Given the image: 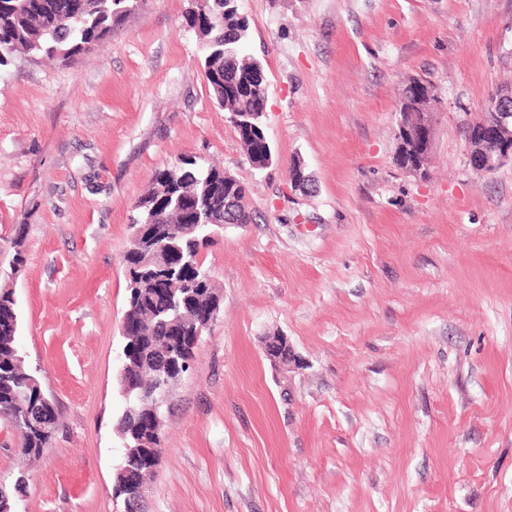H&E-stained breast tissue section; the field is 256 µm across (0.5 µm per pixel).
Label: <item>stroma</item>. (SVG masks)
I'll return each instance as SVG.
<instances>
[{
	"label": "stroma",
	"instance_id": "35a3bbf8",
	"mask_svg": "<svg viewBox=\"0 0 512 512\" xmlns=\"http://www.w3.org/2000/svg\"><path fill=\"white\" fill-rule=\"evenodd\" d=\"M191 7L142 0L77 60L0 67V287L60 410L29 466L0 420V481L28 474L16 512L116 510L123 257L185 155L245 183L256 221L203 253L220 309L146 512H512V162L480 175L464 140L512 90V0H239L268 80L261 172L210 98ZM411 77L439 101L423 176L395 162ZM275 335L298 366L265 358Z\"/></svg>",
	"mask_w": 512,
	"mask_h": 512
}]
</instances>
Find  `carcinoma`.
<instances>
[{
    "instance_id": "cac0c4a2",
    "label": "carcinoma",
    "mask_w": 512,
    "mask_h": 512,
    "mask_svg": "<svg viewBox=\"0 0 512 512\" xmlns=\"http://www.w3.org/2000/svg\"><path fill=\"white\" fill-rule=\"evenodd\" d=\"M141 0H0V66L16 55H32L74 61L105 42L139 7ZM187 23L196 31L201 44L200 61L212 101L230 113V120L255 169L264 170L273 163V154L264 142L262 113L267 111L268 88L261 62L244 51L248 21L239 9L226 0H196ZM419 79L410 80L401 103L409 112L411 127L419 123L416 100ZM396 161L405 168L414 142L396 138ZM247 187L223 170L203 166L190 157L179 164L154 173L146 194L135 206L136 220L151 226V235L171 245L189 273L200 283L191 288L177 285L171 290L153 284L156 274L130 258L126 265L128 288L142 293L129 295L125 315L135 328L133 354H150L157 359L184 344L195 335L196 326L177 325L175 311L191 305L199 319H208L207 307L220 304V297L201 259L202 250L211 242L210 214L223 211L224 202L236 201L232 223L241 226L255 222L247 208ZM199 205L202 223L196 230L184 228L183 212ZM30 368L25 364L18 344V332L0 330V409L11 411L18 426L37 415L38 392L30 390ZM126 427L145 429V401L134 390L125 400ZM25 452L39 455L50 435L36 431L21 433Z\"/></svg>"
}]
</instances>
